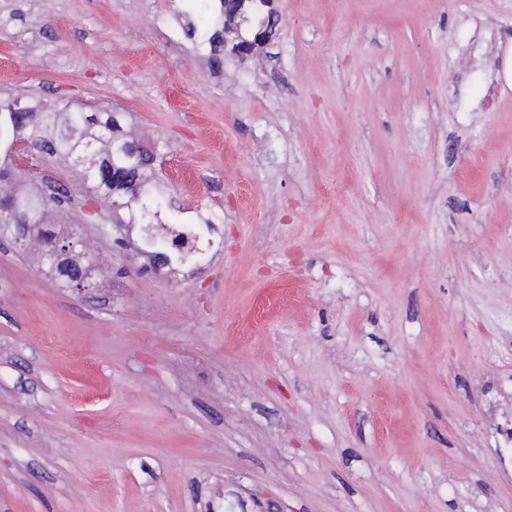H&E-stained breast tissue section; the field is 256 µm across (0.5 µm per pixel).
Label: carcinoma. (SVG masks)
Instances as JSON below:
<instances>
[{"mask_svg":"<svg viewBox=\"0 0 512 512\" xmlns=\"http://www.w3.org/2000/svg\"><path fill=\"white\" fill-rule=\"evenodd\" d=\"M225 33L253 20L260 26L272 22V11L263 15L236 16L220 11ZM18 96L0 98V238L14 239L22 235L21 245L36 243L41 247L40 260L49 272L59 276L63 286L74 287L69 274L52 267L50 253L62 247L55 233L46 224L49 212L85 194L94 195L101 216L113 206L114 197L123 199L120 207L128 212L125 224H158L162 202L154 194L155 162L151 154L135 147L116 113L108 110L88 112L68 101L48 102L23 98L26 112L15 109ZM119 136H112V129ZM18 140L30 143L32 150L50 160L68 161L79 171V187L62 198L46 197L51 179L36 174L21 175L14 170L12 154ZM118 164L123 170L125 184L102 185L93 179L92 170L101 164Z\"/></svg>","mask_w":512,"mask_h":512,"instance_id":"1","label":"carcinoma"}]
</instances>
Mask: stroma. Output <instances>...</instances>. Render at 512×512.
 Instances as JSON below:
<instances>
[{
    "label": "stroma",
    "mask_w": 512,
    "mask_h": 512,
    "mask_svg": "<svg viewBox=\"0 0 512 512\" xmlns=\"http://www.w3.org/2000/svg\"><path fill=\"white\" fill-rule=\"evenodd\" d=\"M213 67L219 0H0V97L166 144L170 277L138 232L0 240V512H512V0H275Z\"/></svg>",
    "instance_id": "obj_1"
}]
</instances>
